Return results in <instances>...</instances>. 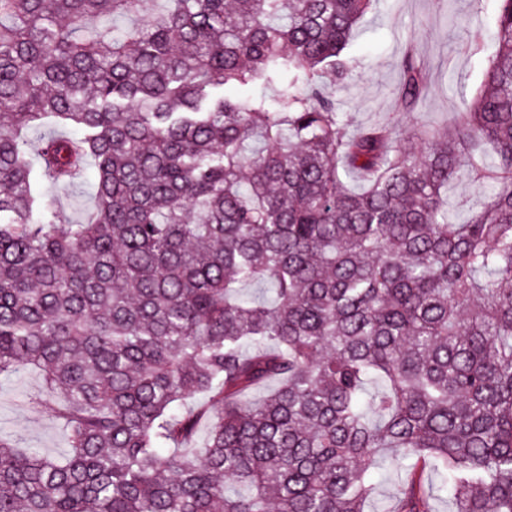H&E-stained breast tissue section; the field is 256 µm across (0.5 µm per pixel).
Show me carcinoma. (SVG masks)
<instances>
[{
	"label": "carcinoma",
	"mask_w": 512,
	"mask_h": 512,
	"mask_svg": "<svg viewBox=\"0 0 512 512\" xmlns=\"http://www.w3.org/2000/svg\"><path fill=\"white\" fill-rule=\"evenodd\" d=\"M370 2L0 0V379L70 436L0 437V512H365L381 456L392 512L426 468L512 512V0L456 123L348 134L323 78ZM426 81L407 53L402 110ZM90 178L83 222L43 191ZM481 201V193L476 183L465 173L462 178L448 188V217L454 223L467 221ZM380 467L379 473L376 474L377 479L381 481L375 501L376 506L385 499H387L388 502L391 501L393 494L396 492L397 482L401 476L400 471H397L396 467L388 462H382Z\"/></svg>",
	"instance_id": "cac0c4a2"
}]
</instances>
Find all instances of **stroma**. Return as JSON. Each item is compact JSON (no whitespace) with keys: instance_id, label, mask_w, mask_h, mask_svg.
<instances>
[{"instance_id":"1","label":"stroma","mask_w":512,"mask_h":512,"mask_svg":"<svg viewBox=\"0 0 512 512\" xmlns=\"http://www.w3.org/2000/svg\"><path fill=\"white\" fill-rule=\"evenodd\" d=\"M498 7V0H372L347 49L354 68L330 83L351 129L386 122L400 130L439 127L459 119L495 51ZM475 27L482 29L483 41L473 49L467 36ZM411 47L429 65L427 88L412 111L400 112L395 97ZM41 386L40 373L32 369L0 383V436L60 459L69 449L65 427L52 413L28 404Z\"/></svg>"}]
</instances>
